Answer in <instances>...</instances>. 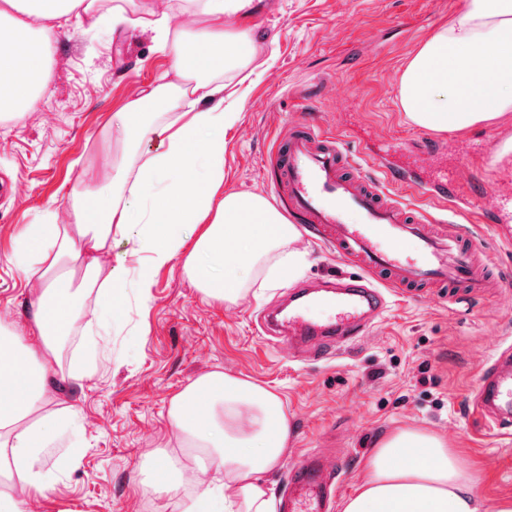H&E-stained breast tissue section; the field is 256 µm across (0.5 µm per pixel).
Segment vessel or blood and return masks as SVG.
Instances as JSON below:
<instances>
[{
	"label": "vessel or blood",
	"instance_id": "vessel-or-blood-1",
	"mask_svg": "<svg viewBox=\"0 0 512 512\" xmlns=\"http://www.w3.org/2000/svg\"><path fill=\"white\" fill-rule=\"evenodd\" d=\"M273 163L280 175L273 188L285 191L290 216L360 269L359 275L327 282L320 292L298 293L284 316H267L278 341L306 355L328 357L366 333L387 306L385 289L410 295L465 288L480 295L497 287L447 175L419 180L384 159L380 179L369 178L310 112L294 120ZM397 188L408 191L416 206L395 199ZM435 205L440 213H432ZM472 407L498 436L512 437V343L491 357ZM344 475V467L327 471L317 451L307 452L286 475L281 512H331L334 483Z\"/></svg>",
	"mask_w": 512,
	"mask_h": 512
}]
</instances>
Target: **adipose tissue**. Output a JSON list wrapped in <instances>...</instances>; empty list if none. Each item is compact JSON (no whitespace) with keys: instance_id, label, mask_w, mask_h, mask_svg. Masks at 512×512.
I'll return each mask as SVG.
<instances>
[{"instance_id":"1","label":"adipose tissue","mask_w":512,"mask_h":512,"mask_svg":"<svg viewBox=\"0 0 512 512\" xmlns=\"http://www.w3.org/2000/svg\"><path fill=\"white\" fill-rule=\"evenodd\" d=\"M251 0H201L186 38L171 14L146 22L179 82L160 80L129 100L108 127L118 145L112 178L67 195L68 224H30L16 242L15 267L37 291L24 341L0 320V512H26L16 487L47 490L41 458L76 407L44 409L49 385L82 384L90 370L53 374L51 359L76 323L101 326L102 310L119 311L127 282L148 303L156 272L181 260L207 301L237 304L261 274L296 269L301 233L265 197L224 189L222 132L239 118L240 100L222 76L250 58L253 33L224 21ZM89 0H0V117L35 111L49 83L57 28L89 12ZM407 120L436 133H465L512 117V0H464L458 17L416 48L399 81ZM159 140L156 152L141 151ZM135 267L110 265L113 241ZM95 308L82 318L83 296ZM169 422L183 436L190 472L224 473L221 496L190 499L184 512H274L265 481L292 435L278 394L221 371L198 376L171 398ZM364 476L341 512H478L479 470L420 427L396 430L365 458Z\"/></svg>"}]
</instances>
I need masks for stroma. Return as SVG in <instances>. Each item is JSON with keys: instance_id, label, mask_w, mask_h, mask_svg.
<instances>
[{"instance_id": "35a3bbf8", "label": "stroma", "mask_w": 512, "mask_h": 512, "mask_svg": "<svg viewBox=\"0 0 512 512\" xmlns=\"http://www.w3.org/2000/svg\"><path fill=\"white\" fill-rule=\"evenodd\" d=\"M464 0H254V52L246 70L224 80L242 98L236 125L224 133V188L273 198L271 158L296 113H317L348 150L405 144V162L429 176L448 170L474 205L493 213L472 224L503 280L473 296L388 291L385 311L362 342L330 360L293 361L286 344H271L257 317L298 282L357 273L310 233L301 250L300 280H282L262 296L226 306L203 299L181 261L161 268L148 306L128 288L123 315L104 312L105 330L91 378L47 396V410L76 405L81 425L60 433L42 462L51 488L20 489L30 512H180L186 501L220 488L221 474L184 485L178 498L146 487L141 460L174 448L180 436L168 418L170 399L212 370L239 375L280 395L292 425L281 465L269 473L273 495L302 453L335 435L348 459L335 497L350 494L362 462L379 441L411 426L446 434L483 473L480 510L512 496V440L500 439L476 416L471 399L482 369L512 338V158L495 152L512 137V120L465 134H437L411 125L400 104L401 73L419 43L456 18ZM162 0H130L127 24L111 27L100 11L58 29L49 87L37 111L0 121V317L25 325L30 291L11 261L16 235L28 224L69 221L64 193L105 177L104 133L113 116L172 66L137 19L166 12Z\"/></svg>"}]
</instances>
